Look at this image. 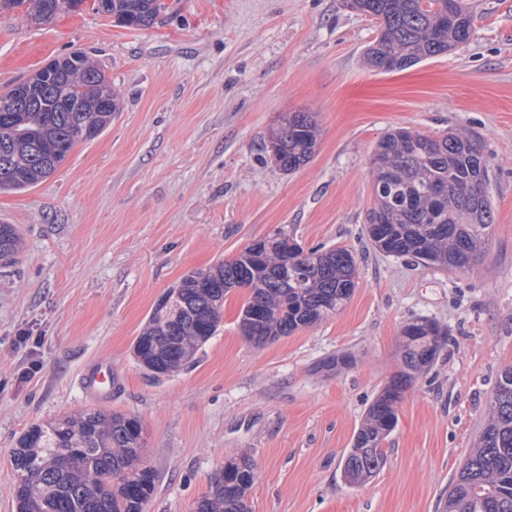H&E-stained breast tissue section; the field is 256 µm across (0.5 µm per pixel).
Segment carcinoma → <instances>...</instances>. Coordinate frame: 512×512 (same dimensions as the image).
Returning <instances> with one entry per match:
<instances>
[{
  "instance_id": "obj_1",
  "label": "carcinoma",
  "mask_w": 512,
  "mask_h": 512,
  "mask_svg": "<svg viewBox=\"0 0 512 512\" xmlns=\"http://www.w3.org/2000/svg\"><path fill=\"white\" fill-rule=\"evenodd\" d=\"M441 0H346L377 24L365 51L368 64L395 72L466 43L472 18L460 5L445 24ZM59 0H0V10L25 7L40 25L60 12ZM95 10L127 27L155 25L163 0H98ZM35 81L13 83L0 93V193L21 192L50 177L79 142H91L121 111L103 68L81 51L55 58ZM318 124L309 112H289L267 135V152L292 173L313 158ZM371 170L376 200L367 234L381 252L412 257L450 271L471 270L483 260L493 224L487 192L490 163L479 143L448 133L440 138L396 129L377 143ZM23 238L0 224V268L16 266ZM356 262L345 249L304 251L283 229L246 247L238 257L185 276L154 307L133 352L152 377L193 363L218 331L224 297L243 288L248 297L238 324L241 335L262 346L338 312L351 298ZM447 331L420 318L401 331L398 371L366 411L343 458L351 486L384 465L383 442L398 423V406L417 374L428 370L447 344ZM491 416L450 485L441 512H512V368L504 370L490 401ZM141 421L90 408L34 424L17 440L12 464L18 473L17 512H143L154 494L155 471L144 462ZM255 466L242 456L224 464L194 512H251Z\"/></svg>"
}]
</instances>
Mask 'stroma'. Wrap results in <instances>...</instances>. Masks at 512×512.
Instances as JSON below:
<instances>
[{
  "instance_id": "obj_1",
  "label": "stroma",
  "mask_w": 512,
  "mask_h": 512,
  "mask_svg": "<svg viewBox=\"0 0 512 512\" xmlns=\"http://www.w3.org/2000/svg\"><path fill=\"white\" fill-rule=\"evenodd\" d=\"M131 29L85 4L50 23L0 12V88L83 50L121 96L111 127L36 187L0 194L22 260L0 271V512H16L11 451L32 424L87 406L84 364L118 373L106 411L138 416L158 475L145 512H192L227 460L256 468L252 512H440L512 367V0H464L471 36L400 72L370 68L373 20L343 0H163ZM286 112L319 137L301 169L264 149ZM476 138L490 162L489 253L448 272L385 255L366 236L370 158L389 130ZM288 229L304 249L349 250L357 285L336 314L263 346L238 329L246 291L194 363L149 378L133 355L155 302L187 274ZM448 330L384 441L385 464L342 476L365 411L398 370L402 327ZM342 352L356 363L321 370Z\"/></svg>"
}]
</instances>
